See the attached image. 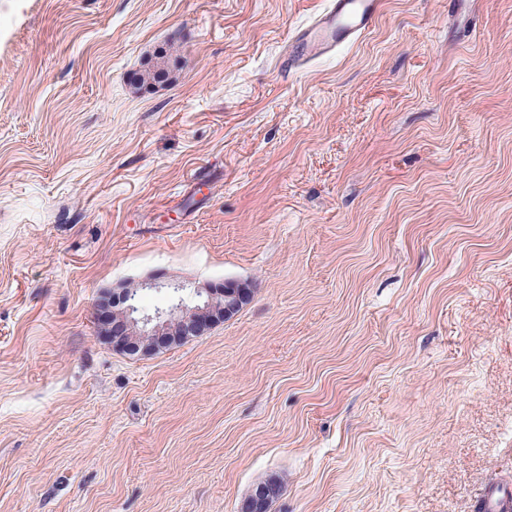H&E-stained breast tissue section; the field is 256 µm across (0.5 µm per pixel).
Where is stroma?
<instances>
[{
	"instance_id": "35a3bbf8",
	"label": "stroma",
	"mask_w": 512,
	"mask_h": 512,
	"mask_svg": "<svg viewBox=\"0 0 512 512\" xmlns=\"http://www.w3.org/2000/svg\"><path fill=\"white\" fill-rule=\"evenodd\" d=\"M450 2L291 70L327 0H0V512L512 486V0ZM224 280L207 335H98L100 292Z\"/></svg>"
}]
</instances>
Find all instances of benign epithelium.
Returning <instances> with one entry per match:
<instances>
[{"instance_id": "obj_1", "label": "benign epithelium", "mask_w": 512, "mask_h": 512, "mask_svg": "<svg viewBox=\"0 0 512 512\" xmlns=\"http://www.w3.org/2000/svg\"><path fill=\"white\" fill-rule=\"evenodd\" d=\"M195 291L201 302L193 307L178 309L168 316L139 318L134 316L136 308L132 304L131 289L104 292L95 305V320L101 334L110 336L113 349L130 356H142L152 347L167 342L178 327L186 336L205 335L214 326L235 316L253 296L248 284L229 280L197 285ZM273 492L271 483L257 484L243 506L244 512H256Z\"/></svg>"}]
</instances>
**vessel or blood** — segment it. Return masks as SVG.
Here are the masks:
<instances>
[{
	"mask_svg": "<svg viewBox=\"0 0 512 512\" xmlns=\"http://www.w3.org/2000/svg\"><path fill=\"white\" fill-rule=\"evenodd\" d=\"M383 0H330L327 10L295 34L288 57L290 64L308 62L358 40L374 25ZM476 512H512V488L487 484Z\"/></svg>",
	"mask_w": 512,
	"mask_h": 512,
	"instance_id": "obj_1",
	"label": "vessel or blood"
}]
</instances>
